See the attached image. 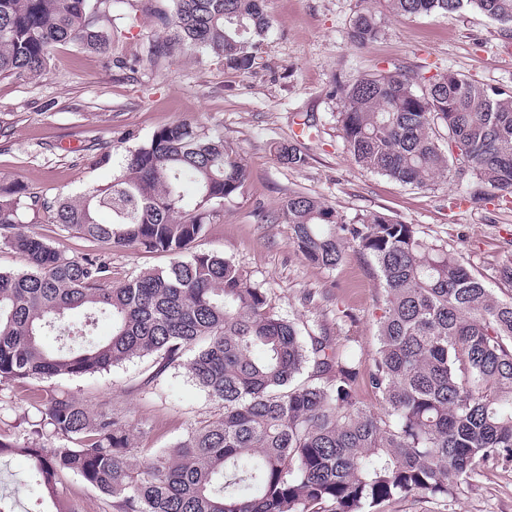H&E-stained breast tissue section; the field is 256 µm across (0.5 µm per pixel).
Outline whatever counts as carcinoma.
Listing matches in <instances>:
<instances>
[{
  "label": "carcinoma",
  "mask_w": 512,
  "mask_h": 512,
  "mask_svg": "<svg viewBox=\"0 0 512 512\" xmlns=\"http://www.w3.org/2000/svg\"><path fill=\"white\" fill-rule=\"evenodd\" d=\"M264 0H146L166 39L247 73L273 22ZM396 18L465 6L512 27V0H384ZM112 0H0V78L37 81L56 47L112 50ZM385 34L368 8L349 38ZM336 125L354 162L404 185L450 179L475 202L512 197V94L450 71L400 65L336 83ZM301 165L306 154L282 145ZM249 177L221 137L179 121L124 156L112 181L51 202L0 183V248L26 269L0 270V384L93 376L135 359L185 367L219 407L169 448L139 445L133 426L62 389L25 394L35 421L0 434V456L28 458L56 512L73 474L112 512H379L392 499L453 500L491 463L512 465V300H503L447 245L380 211L345 220L319 198L288 196L281 216L313 265L334 269L354 248L380 281L378 349L370 365L340 356L326 329L302 335L270 289L231 258L193 250L224 200ZM44 209L76 237L169 255V265L112 281L102 254L66 255L26 230ZM102 212L110 220L99 219ZM496 273L512 286V249ZM112 324L97 337L94 326ZM378 397L357 399L360 377Z\"/></svg>",
  "instance_id": "cac0c4a2"
}]
</instances>
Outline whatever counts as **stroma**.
<instances>
[{
  "mask_svg": "<svg viewBox=\"0 0 512 512\" xmlns=\"http://www.w3.org/2000/svg\"><path fill=\"white\" fill-rule=\"evenodd\" d=\"M362 5V0H267L273 28L252 72L243 74L193 50L143 60L151 20L142 15L139 0H126L111 55L62 45L45 78L0 79V182L20 181L45 201L80 195L110 181L126 151L153 131L187 120L231 143L249 169L241 192L225 200L209 225L201 249L233 258L248 278L271 288L283 316L324 324L340 348L363 362H370L377 348L375 267L352 249L334 270L304 260L290 224L278 218L293 193L319 197L348 219L381 211L418 225L429 239L461 253L500 298L512 297V287L496 274L512 246V201L474 203L451 182L404 186L362 169L338 135L330 96L337 81L394 63L432 74L457 72L512 91V30L467 6L448 15L385 17V35L358 46L347 32ZM306 119L314 125L308 137L301 133ZM281 144L305 152V164L281 161L276 153ZM24 221L68 254L93 248L61 231L48 213L29 211ZM110 256L118 281L170 262L163 253L125 248L112 249ZM308 290L315 293L310 303L304 299ZM148 367L134 360L61 386L130 420L144 447L165 448L217 407L181 368L165 371L153 388H145ZM0 491L14 493L15 512L52 508L21 455L0 458ZM383 512H512V467L489 466L449 503L393 500Z\"/></svg>",
  "mask_w": 512,
  "mask_h": 512,
  "instance_id": "obj_1",
  "label": "stroma"
}]
</instances>
